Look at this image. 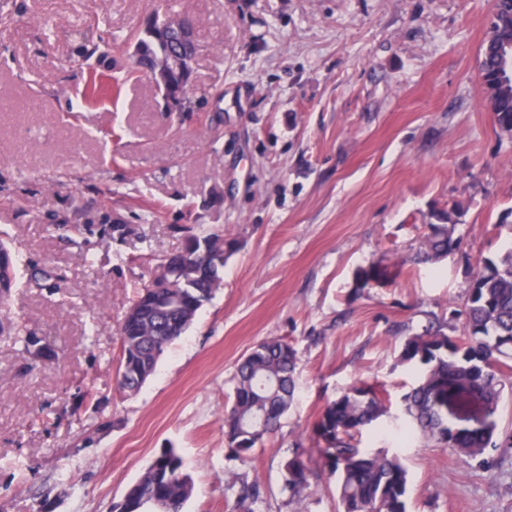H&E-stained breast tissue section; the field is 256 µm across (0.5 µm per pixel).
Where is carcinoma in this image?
<instances>
[{
    "instance_id": "carcinoma-1",
    "label": "carcinoma",
    "mask_w": 512,
    "mask_h": 512,
    "mask_svg": "<svg viewBox=\"0 0 512 512\" xmlns=\"http://www.w3.org/2000/svg\"><path fill=\"white\" fill-rule=\"evenodd\" d=\"M81 57L89 73L82 101L95 105L105 97L120 96L122 83L100 69L107 52L99 50L87 34ZM138 45L144 60L162 51L154 35V23H145L125 37ZM506 93L494 109V123L512 134V86L491 87V96ZM458 218L437 216L427 225L422 263H437L455 250L453 237ZM232 243L210 232L193 235L184 247L165 259L171 292L145 285L139 289L122 321L119 336L122 359L119 389L134 395L154 373L164 350L183 336L198 312L223 284L224 264ZM462 336L455 340L440 329L426 328L406 337L400 358L418 374L416 384L402 397L410 427L401 439L418 433L423 438L472 459L490 448L512 449V432L497 435L495 423L472 429L448 425V407L439 392L450 383L468 387L494 415L505 393L512 394V249L497 260L484 258L473 275L462 311ZM299 361L295 349L277 339H266L238 361L233 401L224 412V437L235 457L245 459L273 434L295 400ZM387 413L384 395L358 384L326 404L314 426L316 443L302 448L283 464L285 484L294 496L310 489L313 471L308 458L316 457L320 469L336 476L337 498L342 512H407L408 471L396 455L372 452L352 443L355 434ZM193 483L182 457L166 448L146 471L126 489L116 512H184Z\"/></svg>"
}]
</instances>
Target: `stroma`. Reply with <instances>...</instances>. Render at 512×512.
<instances>
[{"instance_id":"stroma-1","label":"stroma","mask_w":512,"mask_h":512,"mask_svg":"<svg viewBox=\"0 0 512 512\" xmlns=\"http://www.w3.org/2000/svg\"><path fill=\"white\" fill-rule=\"evenodd\" d=\"M18 2L0 10V239L55 278L18 277L0 308V512H112L165 448L193 480L184 512H238L232 473L259 485L253 512H336L335 478L294 499L282 465L361 382L390 413L357 441L401 458L408 512H512V453L482 466L398 437L405 336L458 335L477 259L512 247V136L478 75L491 0ZM154 14L196 27L197 111H167L143 75L80 106L79 31L121 39ZM451 211L459 248L416 262ZM203 232L237 245L224 282L124 395V314ZM369 266L385 276L355 287ZM268 338L297 352L296 399L241 460L224 410L236 362Z\"/></svg>"}]
</instances>
